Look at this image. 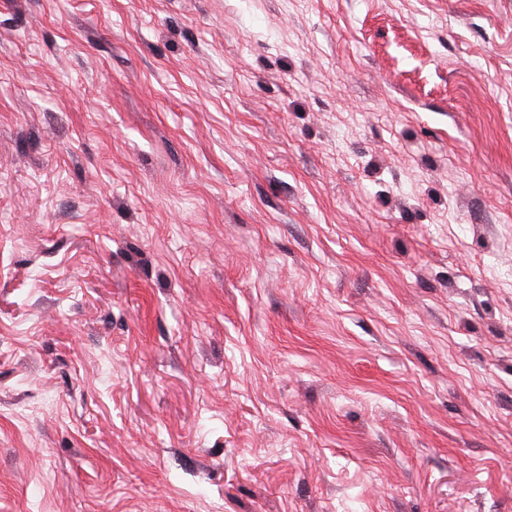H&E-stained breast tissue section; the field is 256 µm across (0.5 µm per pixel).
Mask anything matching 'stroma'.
I'll use <instances>...</instances> for the list:
<instances>
[{
  "instance_id": "stroma-1",
  "label": "stroma",
  "mask_w": 512,
  "mask_h": 512,
  "mask_svg": "<svg viewBox=\"0 0 512 512\" xmlns=\"http://www.w3.org/2000/svg\"><path fill=\"white\" fill-rule=\"evenodd\" d=\"M0 512H512V0H0Z\"/></svg>"
}]
</instances>
